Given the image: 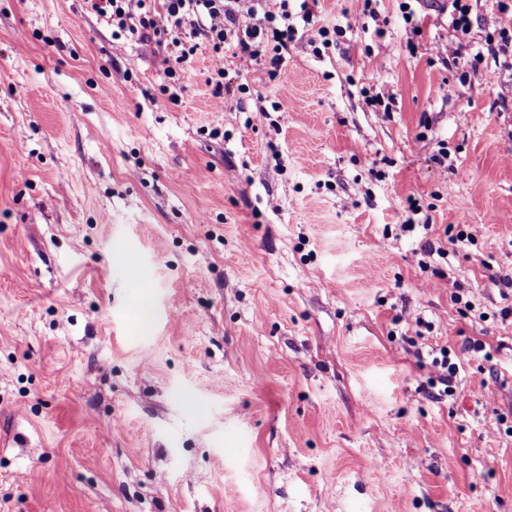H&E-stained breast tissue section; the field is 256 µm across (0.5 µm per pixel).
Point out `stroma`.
Masks as SVG:
<instances>
[{
  "label": "stroma",
  "instance_id": "obj_1",
  "mask_svg": "<svg viewBox=\"0 0 512 512\" xmlns=\"http://www.w3.org/2000/svg\"><path fill=\"white\" fill-rule=\"evenodd\" d=\"M400 2L219 109L207 46L174 104L85 0H0V512H512V73L439 59L500 15ZM443 6L444 12L448 11L450 26L456 33L467 34L470 26L472 12V0H448ZM448 2V3H447Z\"/></svg>",
  "mask_w": 512,
  "mask_h": 512
}]
</instances>
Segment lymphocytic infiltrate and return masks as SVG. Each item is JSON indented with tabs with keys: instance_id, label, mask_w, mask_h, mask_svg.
I'll list each match as a JSON object with an SVG mask.
<instances>
[{
	"instance_id": "obj_1",
	"label": "lymphocytic infiltrate",
	"mask_w": 512,
	"mask_h": 512,
	"mask_svg": "<svg viewBox=\"0 0 512 512\" xmlns=\"http://www.w3.org/2000/svg\"><path fill=\"white\" fill-rule=\"evenodd\" d=\"M502 16L496 37L486 41V54L476 63L488 70L508 67L512 51V0H495ZM106 18L115 38L134 40L161 56L166 76L179 80L200 45L212 52L207 83L216 100L224 98V56L249 64L269 61L279 66L294 41L299 24H311L309 0H87Z\"/></svg>"
}]
</instances>
